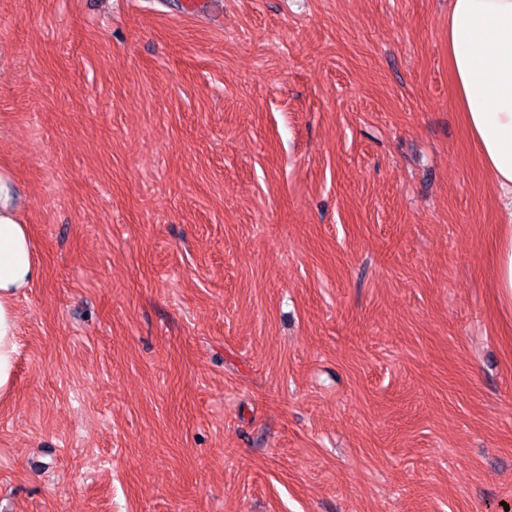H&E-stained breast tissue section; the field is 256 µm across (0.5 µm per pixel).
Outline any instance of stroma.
<instances>
[{
	"label": "stroma",
	"mask_w": 512,
	"mask_h": 512,
	"mask_svg": "<svg viewBox=\"0 0 512 512\" xmlns=\"http://www.w3.org/2000/svg\"><path fill=\"white\" fill-rule=\"evenodd\" d=\"M188 2L0 0V512H512L448 0ZM30 224L14 194L13 177L0 168V395L14 385L18 352L15 302L39 277Z\"/></svg>",
	"instance_id": "stroma-1"
}]
</instances>
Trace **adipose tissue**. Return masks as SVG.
<instances>
[{"label": "adipose tissue", "instance_id": "ef3b65f1", "mask_svg": "<svg viewBox=\"0 0 512 512\" xmlns=\"http://www.w3.org/2000/svg\"><path fill=\"white\" fill-rule=\"evenodd\" d=\"M448 65L469 138L495 182L505 220L495 286L512 309V0H449ZM30 226L0 168V395L14 385L15 302L39 277Z\"/></svg>", "mask_w": 512, "mask_h": 512}]
</instances>
